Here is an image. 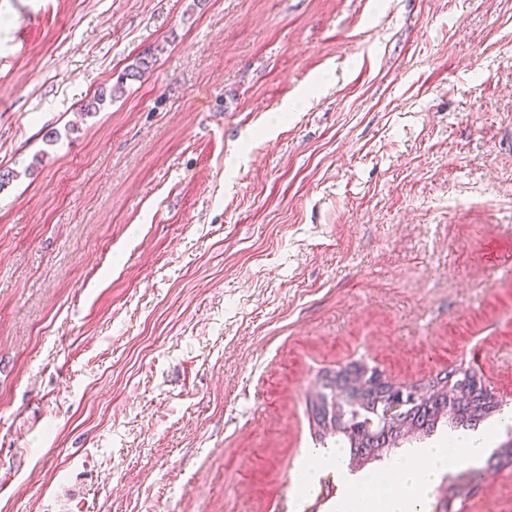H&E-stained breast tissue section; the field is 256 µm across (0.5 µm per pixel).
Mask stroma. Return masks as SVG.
Segmentation results:
<instances>
[{"label": "stroma", "mask_w": 512, "mask_h": 512, "mask_svg": "<svg viewBox=\"0 0 512 512\" xmlns=\"http://www.w3.org/2000/svg\"><path fill=\"white\" fill-rule=\"evenodd\" d=\"M6 169L0 512H333L357 362L512 409V0H0ZM309 454L311 456H314L312 458V461L319 462V461H327L333 463V465L336 467L337 473H343L346 477V484H353L357 481H359L358 478H356L353 475H350L345 471L344 468V453L339 449H333V450H321L319 448L312 449Z\"/></svg>", "instance_id": "obj_1"}]
</instances>
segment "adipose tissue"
Segmentation results:
<instances>
[{
	"mask_svg": "<svg viewBox=\"0 0 512 512\" xmlns=\"http://www.w3.org/2000/svg\"><path fill=\"white\" fill-rule=\"evenodd\" d=\"M452 450L468 464L478 466L491 454L492 441L480 427L449 430L447 448H413L386 461L393 491L384 502L365 495L341 498L336 512H425L430 494L448 470V453Z\"/></svg>",
	"mask_w": 512,
	"mask_h": 512,
	"instance_id": "1",
	"label": "adipose tissue"
}]
</instances>
